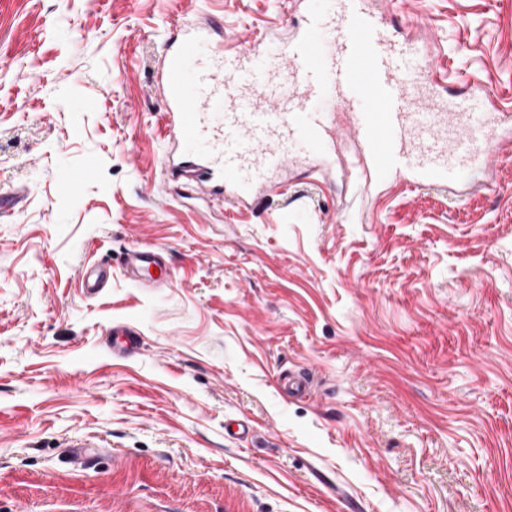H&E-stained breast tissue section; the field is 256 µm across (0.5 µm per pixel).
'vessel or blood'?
<instances>
[{
  "mask_svg": "<svg viewBox=\"0 0 512 512\" xmlns=\"http://www.w3.org/2000/svg\"><path fill=\"white\" fill-rule=\"evenodd\" d=\"M388 23L365 0H307L304 23L285 41L213 49L204 27L186 26L167 45L160 81L173 146L162 164H190L196 187L250 205L254 190L296 154L324 158L349 137L366 190L405 182L467 194V171L512 144V114L479 80L456 95L438 89L447 73L435 55L393 42ZM135 285L170 283L163 253L128 250ZM111 266L86 267V296L110 285Z\"/></svg>",
  "mask_w": 512,
  "mask_h": 512,
  "instance_id": "obj_1",
  "label": "vessel or blood"
}]
</instances>
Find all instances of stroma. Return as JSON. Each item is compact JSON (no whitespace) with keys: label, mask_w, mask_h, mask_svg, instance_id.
Listing matches in <instances>:
<instances>
[{"label":"stroma","mask_w":512,"mask_h":512,"mask_svg":"<svg viewBox=\"0 0 512 512\" xmlns=\"http://www.w3.org/2000/svg\"><path fill=\"white\" fill-rule=\"evenodd\" d=\"M371 6L512 101V0ZM210 15L245 42L301 8L0 0V512H512V151L371 210L341 157L249 209L169 182L159 63ZM135 246L171 287L125 278ZM112 282V266H87L82 274L81 283L88 297H96Z\"/></svg>","instance_id":"obj_1"}]
</instances>
